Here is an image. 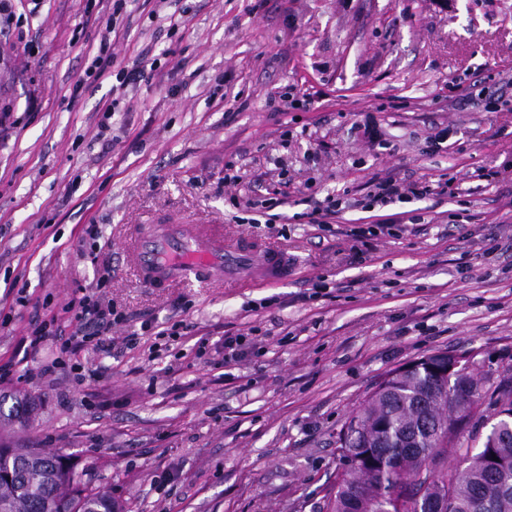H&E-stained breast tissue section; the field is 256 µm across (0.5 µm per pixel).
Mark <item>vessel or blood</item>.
<instances>
[{
    "label": "vessel or blood",
    "instance_id": "vessel-or-blood-1",
    "mask_svg": "<svg viewBox=\"0 0 512 512\" xmlns=\"http://www.w3.org/2000/svg\"><path fill=\"white\" fill-rule=\"evenodd\" d=\"M129 248L140 279L156 288L174 281L241 285L255 278H286L293 265L288 253L248 237L225 240L209 227L155 226L131 240Z\"/></svg>",
    "mask_w": 512,
    "mask_h": 512
}]
</instances>
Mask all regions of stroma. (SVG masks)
I'll list each match as a JSON object with an SVG mask.
<instances>
[{"label": "stroma", "instance_id": "obj_1", "mask_svg": "<svg viewBox=\"0 0 512 512\" xmlns=\"http://www.w3.org/2000/svg\"><path fill=\"white\" fill-rule=\"evenodd\" d=\"M14 11L0 33V113L13 119L0 133V365L15 367L0 395L38 405L15 443L70 455L127 512H328L338 433L383 374L438 350L481 377L512 368V0H128L116 60L148 52L161 69L108 120L111 80L69 98L107 8ZM305 94L309 109L285 108ZM386 173L462 194L387 206L411 220L358 261L368 212L297 221ZM282 187L285 204L262 208ZM144 224H211L295 266L245 287L148 288L124 248ZM106 270L127 320L93 356L101 376L44 373L55 336L16 361L31 326ZM314 283L324 296L302 301ZM263 299L272 307L254 310ZM177 320L192 332L148 361L141 324ZM228 332L257 338L258 354L225 368L197 351Z\"/></svg>", "mask_w": 512, "mask_h": 512}]
</instances>
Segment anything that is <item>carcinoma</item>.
<instances>
[{"label":"carcinoma","mask_w":512,"mask_h":512,"mask_svg":"<svg viewBox=\"0 0 512 512\" xmlns=\"http://www.w3.org/2000/svg\"><path fill=\"white\" fill-rule=\"evenodd\" d=\"M496 406L480 446L452 426L462 414L482 419L484 400ZM31 402L15 398L3 426L24 427ZM344 470L327 492L330 512H512V376L480 378L462 366L436 379L424 358L395 369L349 415L338 434ZM371 452L375 464L361 459ZM499 460L494 481L486 454ZM453 462H448V457ZM0 512H125L109 488L82 480L71 458L0 441Z\"/></svg>","instance_id":"cac0c4a2"}]
</instances>
